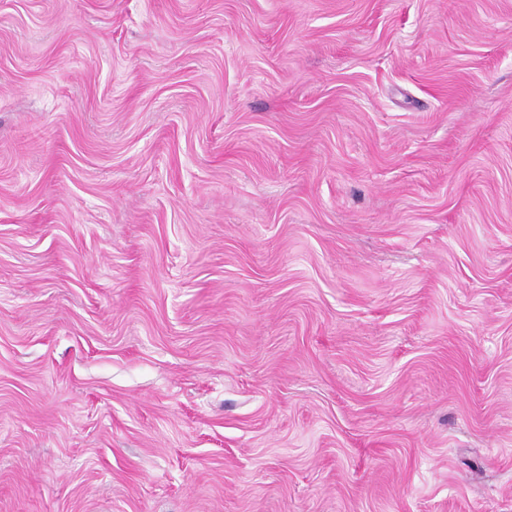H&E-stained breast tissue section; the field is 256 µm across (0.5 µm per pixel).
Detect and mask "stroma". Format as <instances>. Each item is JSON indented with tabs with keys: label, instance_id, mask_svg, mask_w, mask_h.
I'll return each mask as SVG.
<instances>
[{
	"label": "stroma",
	"instance_id": "obj_1",
	"mask_svg": "<svg viewBox=\"0 0 512 512\" xmlns=\"http://www.w3.org/2000/svg\"><path fill=\"white\" fill-rule=\"evenodd\" d=\"M0 512H512V0H0Z\"/></svg>",
	"mask_w": 512,
	"mask_h": 512
}]
</instances>
